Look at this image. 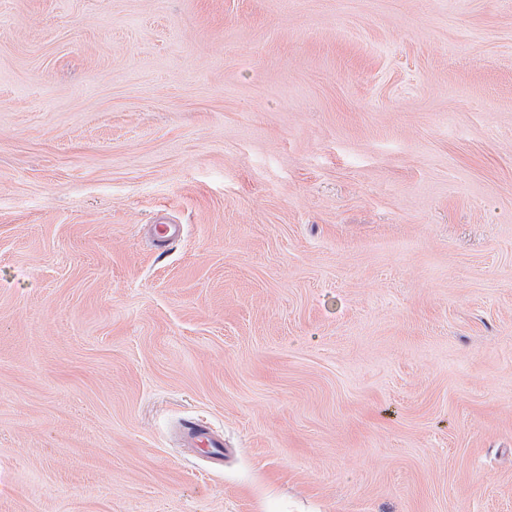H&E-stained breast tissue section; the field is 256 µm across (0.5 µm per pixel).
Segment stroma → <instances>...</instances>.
Segmentation results:
<instances>
[{"label":"stroma","mask_w":512,"mask_h":512,"mask_svg":"<svg viewBox=\"0 0 512 512\" xmlns=\"http://www.w3.org/2000/svg\"><path fill=\"white\" fill-rule=\"evenodd\" d=\"M0 512H512V0H0ZM183 432L192 447L205 450L217 462L224 457V439L208 427L190 422L185 424Z\"/></svg>","instance_id":"1"}]
</instances>
